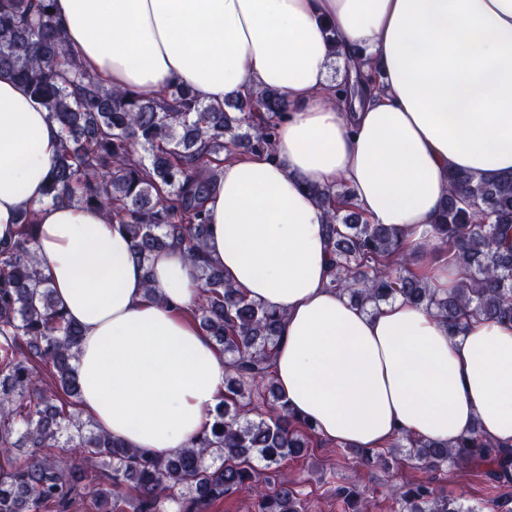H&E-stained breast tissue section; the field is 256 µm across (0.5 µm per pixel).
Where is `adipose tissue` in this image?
I'll use <instances>...</instances> for the list:
<instances>
[{
	"instance_id": "1",
	"label": "adipose tissue",
	"mask_w": 512,
	"mask_h": 512,
	"mask_svg": "<svg viewBox=\"0 0 512 512\" xmlns=\"http://www.w3.org/2000/svg\"><path fill=\"white\" fill-rule=\"evenodd\" d=\"M54 12L105 86L287 100L272 153L220 165L207 254L247 299L283 314L272 377L319 438L452 444L476 425L512 445V323L473 320L457 337L400 299L376 314L352 304L330 284L326 212L307 190L348 184L432 288H454L460 272L433 231L449 170L512 173V0H55ZM371 70L377 85L338 103L337 84ZM60 147L46 110L0 75V241L33 217L39 269L83 330L79 409L128 446L174 454L224 397L227 361L189 317L198 269L177 245L139 262L124 225L48 201Z\"/></svg>"
}]
</instances>
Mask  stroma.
Listing matches in <instances>:
<instances>
[{
	"label": "stroma",
	"mask_w": 512,
	"mask_h": 512,
	"mask_svg": "<svg viewBox=\"0 0 512 512\" xmlns=\"http://www.w3.org/2000/svg\"><path fill=\"white\" fill-rule=\"evenodd\" d=\"M278 475L300 492L305 512H344L335 494L340 483L356 485L372 501V512H397L393 489L417 482L430 483L440 494L479 507L494 495L480 473L469 466L451 465L431 472L407 463L386 472L368 470L345 463L342 448L331 443L285 460Z\"/></svg>",
	"instance_id": "stroma-1"
}]
</instances>
